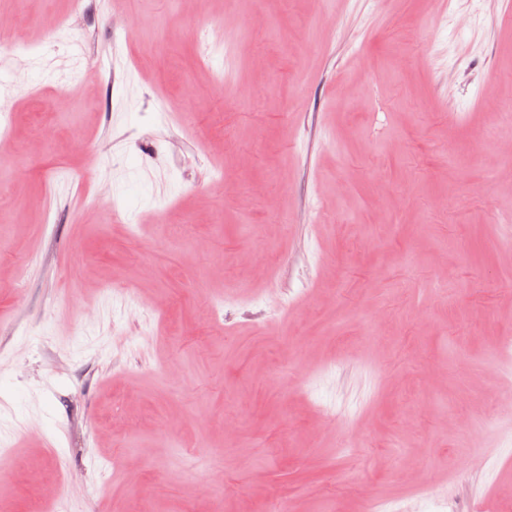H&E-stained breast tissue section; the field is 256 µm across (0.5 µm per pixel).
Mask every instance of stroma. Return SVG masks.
Here are the masks:
<instances>
[{
    "label": "stroma",
    "mask_w": 512,
    "mask_h": 512,
    "mask_svg": "<svg viewBox=\"0 0 512 512\" xmlns=\"http://www.w3.org/2000/svg\"><path fill=\"white\" fill-rule=\"evenodd\" d=\"M509 11L0 0V512H512Z\"/></svg>",
    "instance_id": "stroma-1"
}]
</instances>
